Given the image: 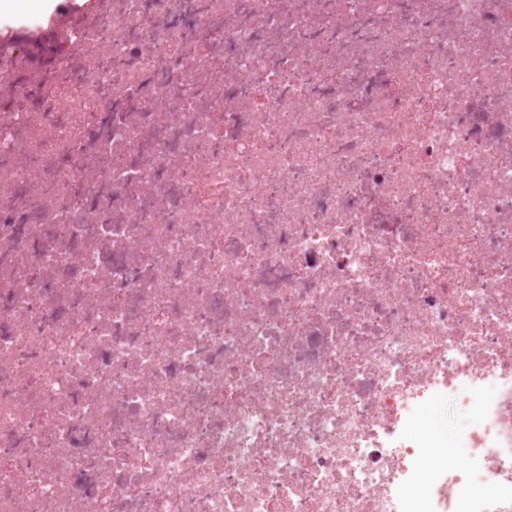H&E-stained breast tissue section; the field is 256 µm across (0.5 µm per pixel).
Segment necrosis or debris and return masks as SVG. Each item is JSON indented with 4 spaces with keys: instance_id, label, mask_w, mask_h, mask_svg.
I'll return each mask as SVG.
<instances>
[{
    "instance_id": "necrosis-or-debris-1",
    "label": "necrosis or debris",
    "mask_w": 512,
    "mask_h": 512,
    "mask_svg": "<svg viewBox=\"0 0 512 512\" xmlns=\"http://www.w3.org/2000/svg\"><path fill=\"white\" fill-rule=\"evenodd\" d=\"M0 512H512V0L0 41Z\"/></svg>"
}]
</instances>
